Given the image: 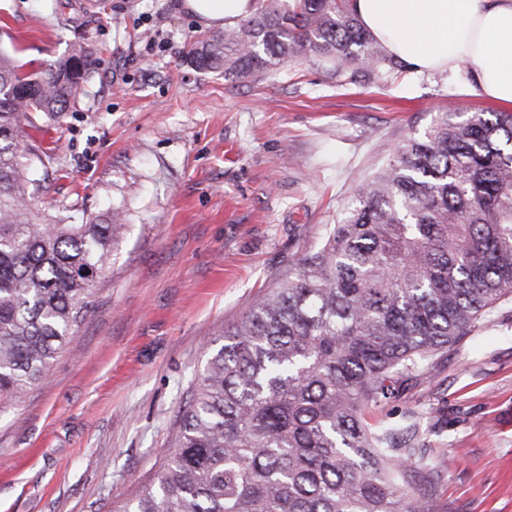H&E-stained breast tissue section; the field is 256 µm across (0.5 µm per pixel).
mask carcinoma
<instances>
[{"instance_id":"obj_1","label":"carcinoma","mask_w":512,"mask_h":512,"mask_svg":"<svg viewBox=\"0 0 512 512\" xmlns=\"http://www.w3.org/2000/svg\"><path fill=\"white\" fill-rule=\"evenodd\" d=\"M187 61L234 81L288 61L338 85L410 66L351 0H266ZM94 65L80 46L23 71L0 49V413L21 403L86 316L119 224L35 213L26 129L57 121ZM512 297V113L439 112L361 184L343 218L224 332L149 485L116 512H436L415 419L371 424L435 356Z\"/></svg>"}]
</instances>
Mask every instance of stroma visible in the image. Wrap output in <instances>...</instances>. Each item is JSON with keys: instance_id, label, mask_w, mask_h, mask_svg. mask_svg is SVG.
<instances>
[{"instance_id": "1", "label": "stroma", "mask_w": 512, "mask_h": 512, "mask_svg": "<svg viewBox=\"0 0 512 512\" xmlns=\"http://www.w3.org/2000/svg\"><path fill=\"white\" fill-rule=\"evenodd\" d=\"M184 0H0V47L37 67L89 46L85 94L28 129L35 207L123 228L92 309L0 416V512H113L147 485L225 331L437 113L501 111L470 73L339 87L291 61L236 81L191 66ZM419 413L439 512H512V301L399 400Z\"/></svg>"}]
</instances>
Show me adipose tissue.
<instances>
[{"label":"adipose tissue","mask_w":512,"mask_h":512,"mask_svg":"<svg viewBox=\"0 0 512 512\" xmlns=\"http://www.w3.org/2000/svg\"><path fill=\"white\" fill-rule=\"evenodd\" d=\"M206 27L250 16L253 0H185ZM362 24L420 72L470 67L478 91L512 104V0H353Z\"/></svg>","instance_id":"adipose-tissue-1"}]
</instances>
